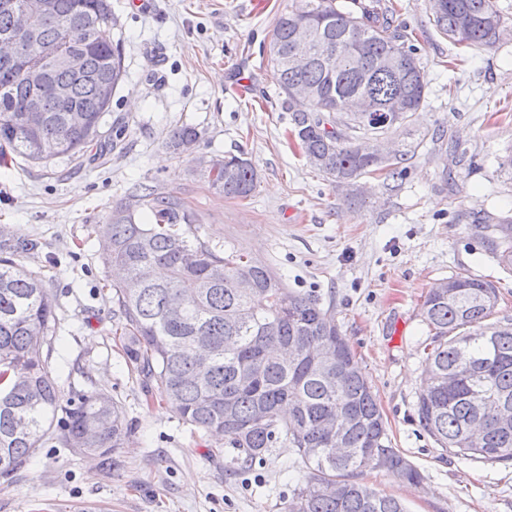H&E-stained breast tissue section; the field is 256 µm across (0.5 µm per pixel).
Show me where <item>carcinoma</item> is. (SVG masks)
Instances as JSON below:
<instances>
[{
    "label": "carcinoma",
    "mask_w": 512,
    "mask_h": 512,
    "mask_svg": "<svg viewBox=\"0 0 512 512\" xmlns=\"http://www.w3.org/2000/svg\"><path fill=\"white\" fill-rule=\"evenodd\" d=\"M51 8L35 22L36 37L26 49L38 64L70 50L85 56V68L47 72L41 95L46 122L39 129L21 124L30 93L25 72L0 64V165L15 156L34 163L76 157L98 137L110 102L101 100L97 83L124 82L125 67L112 35L121 30L109 0H50ZM296 0L277 21L269 62L279 75V89L291 112V133L308 162L336 186H350L363 174L402 175L408 153L384 161L369 140L411 120L425 101V73L407 27L396 23L393 3L352 0ZM436 30L464 47L498 41L504 17L496 0H444L431 14ZM316 43L314 62L305 69L290 65L297 34ZM11 16L0 12V59L12 52ZM344 53L330 70L324 57ZM71 87L70 104L57 102L51 87ZM306 84L314 96L305 106L293 98ZM367 94L389 122L352 125L345 109ZM395 97L403 112H389ZM85 110L79 127L68 121L69 107ZM198 129L174 128L166 146L183 151L195 143ZM217 173L200 168L211 187L227 198H246L256 188L257 173L241 156L221 159ZM155 223L140 224L121 203L112 206L110 235L101 243L103 263L122 271L113 287L125 324L128 359L146 378L158 382L160 396L176 404L181 419L206 434L220 435L247 457L263 455L287 440L306 468L305 483L285 512H406L396 498L355 480L366 468L400 471L411 485L420 472L395 448L376 394L356 355L342 336L335 316L320 302L288 290L272 272L242 255L226 254L198 236H190L192 216L172 196L154 197L141 186ZM485 251L512 272V217L493 224L476 217ZM37 249L29 239L0 240V475L23 465L49 437L80 448L108 464L109 454L124 445L128 426L121 407L103 392L67 397L42 355L54 301L44 281L27 271L20 258ZM431 288L422 303L432 332L424 350V370L417 397L422 428L440 447L461 457L512 463V428L504 431L491 414L478 410L472 394H505L512 399V319L496 318L499 288L492 280L456 275ZM291 356L265 359L268 342ZM337 349L328 361L322 354ZM336 420L327 434L325 420ZM481 426L486 443L468 442L469 430ZM350 453L343 454L341 449ZM340 487L334 496L323 493Z\"/></svg>",
    "instance_id": "1"
}]
</instances>
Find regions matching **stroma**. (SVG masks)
Returning a JSON list of instances; mask_svg holds the SVG:
<instances>
[{"instance_id":"obj_1","label":"stroma","mask_w":512,"mask_h":512,"mask_svg":"<svg viewBox=\"0 0 512 512\" xmlns=\"http://www.w3.org/2000/svg\"><path fill=\"white\" fill-rule=\"evenodd\" d=\"M425 67L427 103L393 128L390 148L409 150L401 179L365 175L336 188L288 136L268 50L293 0H111L122 25L126 69L100 133L79 156L0 167V225L37 241L22 265L55 304L46 343L64 391H102L122 407L130 433L112 467L45 440L0 477V512H284L303 481L295 448L279 441L244 461L228 439L184 423L158 383L128 361L112 273L100 254L112 206L134 187L181 198L211 245L269 267L290 290L317 297L360 361L394 448L420 486L386 469L358 482L400 499L408 512H512V464L462 459L421 427L416 402L430 335L421 314L437 282L463 273L497 281V312L512 317V274L488 254L474 214L512 215V0H498L511 33L494 46L460 49L429 21L426 0H395ZM249 80L242 95L238 83ZM197 125L192 151L165 142ZM243 155L253 193L227 198L200 177L201 156Z\"/></svg>"}]
</instances>
